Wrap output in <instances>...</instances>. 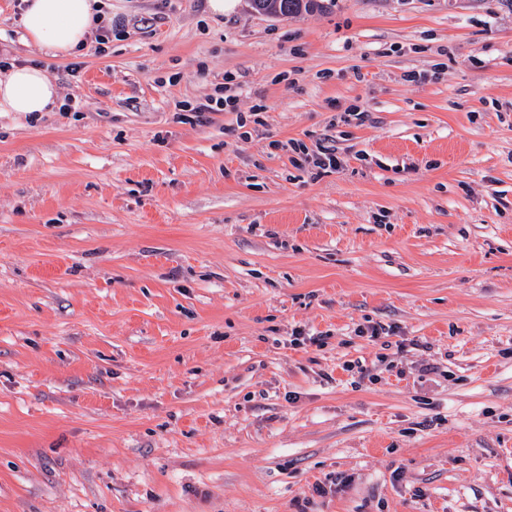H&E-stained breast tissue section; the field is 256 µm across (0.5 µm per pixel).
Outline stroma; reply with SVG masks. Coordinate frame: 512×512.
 <instances>
[{"label": "stroma", "mask_w": 512, "mask_h": 512, "mask_svg": "<svg viewBox=\"0 0 512 512\" xmlns=\"http://www.w3.org/2000/svg\"><path fill=\"white\" fill-rule=\"evenodd\" d=\"M19 15L77 109L0 112V512H512V0ZM105 0H23V40L49 58L68 57L105 18Z\"/></svg>", "instance_id": "1"}]
</instances>
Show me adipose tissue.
<instances>
[{"instance_id": "obj_1", "label": "adipose tissue", "mask_w": 512, "mask_h": 512, "mask_svg": "<svg viewBox=\"0 0 512 512\" xmlns=\"http://www.w3.org/2000/svg\"><path fill=\"white\" fill-rule=\"evenodd\" d=\"M23 40L47 57L69 56L105 17L103 0H23ZM60 105L57 85L44 68L23 64L0 70V112H51Z\"/></svg>"}]
</instances>
